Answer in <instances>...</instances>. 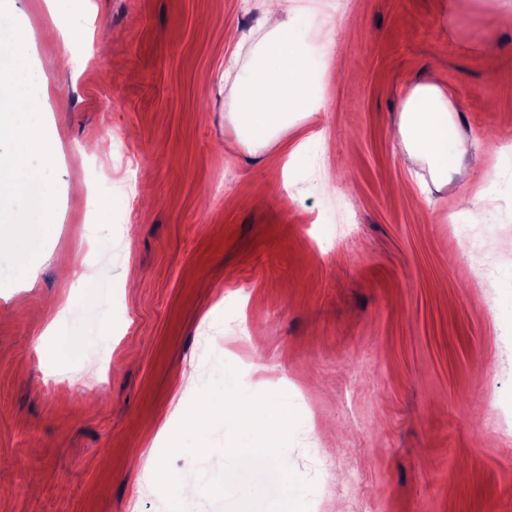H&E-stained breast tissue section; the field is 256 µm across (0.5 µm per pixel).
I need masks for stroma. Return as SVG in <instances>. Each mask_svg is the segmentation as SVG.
<instances>
[{
	"mask_svg": "<svg viewBox=\"0 0 512 512\" xmlns=\"http://www.w3.org/2000/svg\"><path fill=\"white\" fill-rule=\"evenodd\" d=\"M254 3L13 0L57 137L58 231L0 286V512H169L142 462L220 360L294 405L288 460L327 487L323 512H512V444L482 403L512 406V0H287L326 44L312 71L331 57L360 78L325 76L320 112L228 154L227 34ZM432 75L495 181L428 192L402 165L401 102ZM96 173L111 206L89 215L72 183ZM461 208L500 268L492 319L448 229ZM206 439L172 472L215 475L229 435Z\"/></svg>",
	"mask_w": 512,
	"mask_h": 512,
	"instance_id": "35a3bbf8",
	"label": "stroma"
}]
</instances>
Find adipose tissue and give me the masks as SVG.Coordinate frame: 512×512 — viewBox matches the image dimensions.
Instances as JSON below:
<instances>
[{
  "label": "adipose tissue",
  "instance_id": "ef3b65f1",
  "mask_svg": "<svg viewBox=\"0 0 512 512\" xmlns=\"http://www.w3.org/2000/svg\"><path fill=\"white\" fill-rule=\"evenodd\" d=\"M257 26L266 34L253 47L243 76L229 87L228 118L236 138L227 152L244 146L256 151L288 127L292 118L318 111L312 103L307 50L298 37L299 23L283 15L285 0H256ZM399 155L410 166L427 167L434 185L442 187L464 170L470 142L448 93L435 79L415 85L404 98L394 131Z\"/></svg>",
  "mask_w": 512,
  "mask_h": 512
}]
</instances>
